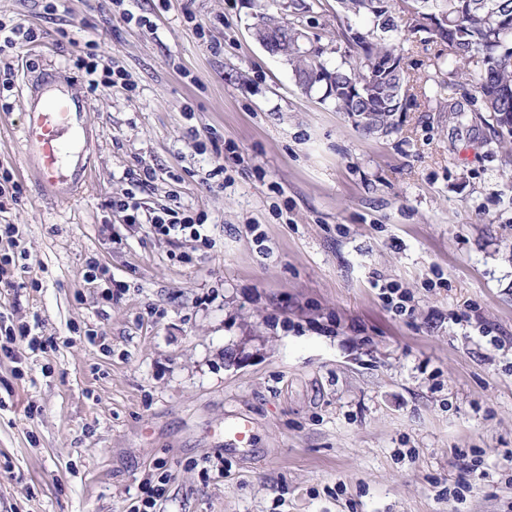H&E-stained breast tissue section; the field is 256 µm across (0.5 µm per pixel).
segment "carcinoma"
Masks as SVG:
<instances>
[{
  "mask_svg": "<svg viewBox=\"0 0 512 512\" xmlns=\"http://www.w3.org/2000/svg\"><path fill=\"white\" fill-rule=\"evenodd\" d=\"M405 2L375 13L365 0H336V14L365 17L371 23L365 32L347 28L352 54L336 64L325 59V48L311 42L302 27L301 18L316 7L312 0H288V21L274 14L257 15L256 34L288 62L303 92L324 89L322 100H330L338 112L375 113L380 129L367 128L365 133L388 136L398 130L395 115L405 110L409 91L405 69L383 70L387 59L403 60L398 12L406 16L410 31L441 46L437 58L448 63V79L439 81L448 89L444 108L458 119L467 118V109L455 99L456 90L463 88L459 79L464 78L465 101L478 94L483 111L497 124L501 115L512 116V0H428L448 9L446 31L428 29L418 15L404 9Z\"/></svg>",
  "mask_w": 512,
  "mask_h": 512,
  "instance_id": "obj_1",
  "label": "carcinoma"
}]
</instances>
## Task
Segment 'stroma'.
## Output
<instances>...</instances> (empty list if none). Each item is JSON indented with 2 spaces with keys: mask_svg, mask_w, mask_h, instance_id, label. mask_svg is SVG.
<instances>
[{
  "mask_svg": "<svg viewBox=\"0 0 512 512\" xmlns=\"http://www.w3.org/2000/svg\"><path fill=\"white\" fill-rule=\"evenodd\" d=\"M302 24L339 60L335 0ZM252 0H0L33 43L11 80L0 210L26 266L0 310L42 348L0 354V512H512V169L498 135L426 89L366 135L253 36ZM68 38H61L60 30ZM126 82L89 91L77 60ZM87 95L93 183L50 200L18 141L43 69ZM202 215L205 240L130 224L112 199ZM96 260L111 288L86 280ZM379 279L409 298L387 307ZM249 420L250 442L229 441Z\"/></svg>",
  "mask_w": 512,
  "mask_h": 512,
  "instance_id": "stroma-1",
  "label": "stroma"
}]
</instances>
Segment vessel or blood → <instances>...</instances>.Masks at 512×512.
I'll return each instance as SVG.
<instances>
[{
  "instance_id": "vessel-or-blood-1",
  "label": "vessel or blood",
  "mask_w": 512,
  "mask_h": 512,
  "mask_svg": "<svg viewBox=\"0 0 512 512\" xmlns=\"http://www.w3.org/2000/svg\"><path fill=\"white\" fill-rule=\"evenodd\" d=\"M81 112L73 96L65 92L51 93L42 104L27 110L20 129V142L31 174L44 190L60 200L69 199L92 176L91 169L81 159L72 169L61 167L62 149L77 136Z\"/></svg>"
}]
</instances>
